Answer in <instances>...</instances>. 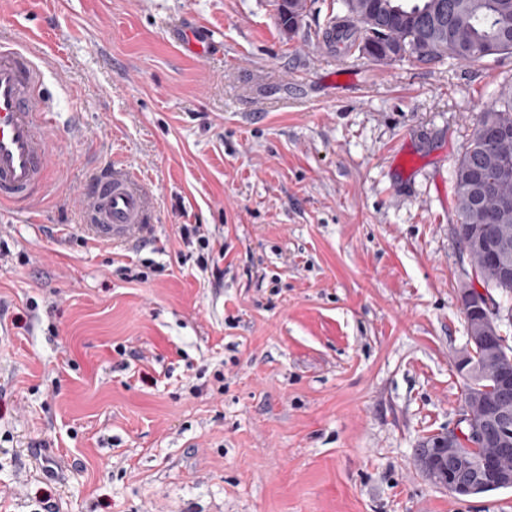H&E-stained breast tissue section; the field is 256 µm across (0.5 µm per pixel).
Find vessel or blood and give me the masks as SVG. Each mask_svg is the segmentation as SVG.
<instances>
[{
  "instance_id": "b4317fda",
  "label": "vessel or blood",
  "mask_w": 512,
  "mask_h": 512,
  "mask_svg": "<svg viewBox=\"0 0 512 512\" xmlns=\"http://www.w3.org/2000/svg\"><path fill=\"white\" fill-rule=\"evenodd\" d=\"M36 54L0 42V207L36 210L49 174V98ZM83 217L99 242H122L149 227L151 198L141 176L112 165L81 193Z\"/></svg>"
}]
</instances>
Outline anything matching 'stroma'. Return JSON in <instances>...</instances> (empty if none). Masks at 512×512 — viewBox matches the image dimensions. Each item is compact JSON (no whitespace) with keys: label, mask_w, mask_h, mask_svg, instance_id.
Here are the masks:
<instances>
[{"label":"stroma","mask_w":512,"mask_h":512,"mask_svg":"<svg viewBox=\"0 0 512 512\" xmlns=\"http://www.w3.org/2000/svg\"><path fill=\"white\" fill-rule=\"evenodd\" d=\"M343 12L308 0L288 34L275 0H0V41L45 58L54 166L36 221L0 210V512H512L414 461L464 411L454 171L512 56H336ZM191 27L218 49L185 54ZM115 162L152 190L147 245L82 226ZM179 237L182 243L187 246H195L198 251L196 258L199 267L207 271L210 268L214 279H218L221 270L218 266V259L214 254L215 240L212 238L211 231L204 224H182L179 225Z\"/></svg>","instance_id":"35a3bbf8"}]
</instances>
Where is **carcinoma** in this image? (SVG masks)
Wrapping results in <instances>:
<instances>
[{
	"mask_svg": "<svg viewBox=\"0 0 512 512\" xmlns=\"http://www.w3.org/2000/svg\"><path fill=\"white\" fill-rule=\"evenodd\" d=\"M344 5V19L322 32L323 42L337 54L359 51L364 42L378 40L394 47L397 59L407 57L420 65L447 57L471 63L512 56V0H344ZM306 10V0H293L278 12L280 25L288 27L296 13ZM491 127L507 135L512 150V87L479 113L456 168L458 237L465 249L474 236L495 238L512 257V209L499 208L502 198L512 196V182L498 178L499 147L486 138ZM469 254L483 275L481 283L512 297V278L502 279L486 253ZM473 365L485 383L498 375V366L481 355Z\"/></svg>",
	"mask_w": 512,
	"mask_h": 512,
	"instance_id": "obj_1",
	"label": "carcinoma"
}]
</instances>
